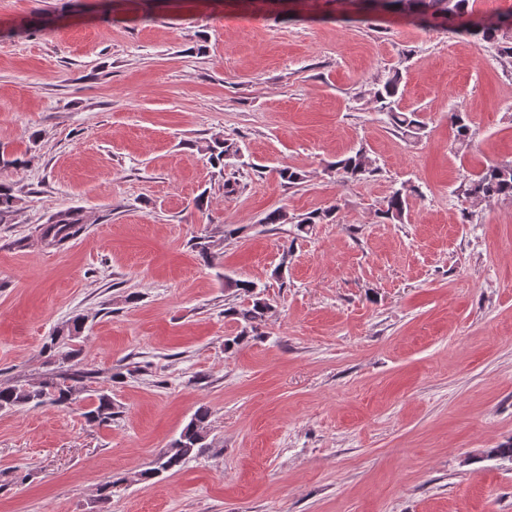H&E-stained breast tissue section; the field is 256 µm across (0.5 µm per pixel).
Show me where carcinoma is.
<instances>
[{"mask_svg":"<svg viewBox=\"0 0 512 512\" xmlns=\"http://www.w3.org/2000/svg\"><path fill=\"white\" fill-rule=\"evenodd\" d=\"M383 11L395 14L407 21L425 28L442 31L446 34L468 37L478 44L494 43L503 62L512 64V10L490 15H476L469 9V0H382ZM399 72L380 81L369 90L374 111L383 113L389 123L404 134L416 137L424 129V122L416 111L404 112L399 108ZM449 120L456 129L459 141L469 139L471 128L468 116L460 111L450 113ZM214 167L224 166V160L236 157L240 150L237 143L229 139H215L203 148ZM329 170L343 181H360L372 176L377 167L363 147L331 163ZM462 193L475 202L499 200L512 201V163H490L479 173L466 179L460 185ZM418 193V188L405 183L394 189L381 210V218L391 222H402L409 208V198ZM17 197L11 188L0 185V221L14 211ZM337 208L332 206L312 210L298 219L288 216L283 208L269 211L261 220L263 224L295 223L297 231L303 232L316 224L336 222ZM84 215L77 210L59 211L52 215L40 228V234L48 244L61 245L75 237L83 229ZM215 241L200 237L191 244L193 251L206 263L216 258ZM224 286L234 288L251 297V304L237 309L224 310L242 324L239 335L227 342L237 345L250 336L258 335V330L271 309L269 300L258 285L250 281L224 278ZM81 351L70 349L60 353L67 368L51 375L37 384H17L0 386V412H10L18 407L44 403L55 404L71 409L85 400V381L92 378L94 371L81 366ZM90 423L110 427L119 416L112 402V396L105 392L96 394L95 400L83 412ZM210 412L198 409L193 418L183 428L178 438L161 452L150 467L139 473V478L149 479L160 474L180 469L187 460L202 454L206 443V423Z\"/></svg>","mask_w":512,"mask_h":512,"instance_id":"obj_1","label":"carcinoma"}]
</instances>
